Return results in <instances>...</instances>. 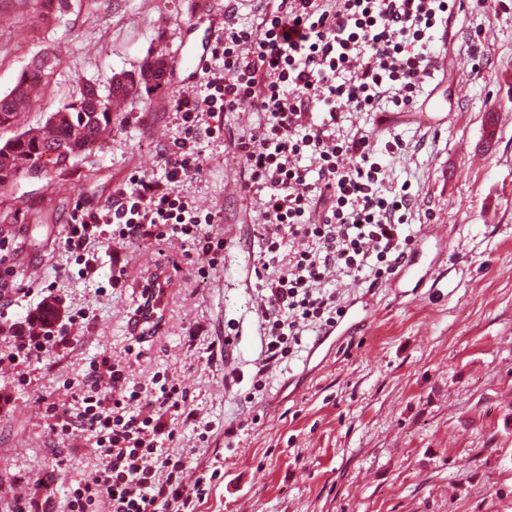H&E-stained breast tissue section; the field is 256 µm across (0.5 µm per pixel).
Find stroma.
<instances>
[{
    "mask_svg": "<svg viewBox=\"0 0 512 512\" xmlns=\"http://www.w3.org/2000/svg\"><path fill=\"white\" fill-rule=\"evenodd\" d=\"M41 0H0V95L43 54L57 59L44 93L17 128L44 127L77 82L106 84L164 55L161 88L121 104L99 147L67 168L16 179L0 197V353L36 332L29 321L52 298L60 312L88 323L41 357L0 364V512L36 496L63 504L69 487L95 476L90 436H59L47 407L73 409L90 362L112 357L132 382L156 373L178 380L195 418L175 419L174 452L192 465L220 463L198 512H512V0H469L433 55L460 71L457 85L423 83L415 120L382 125L352 113L344 131L399 135L407 152L381 156L390 185H409L415 236L411 272L375 289L332 278L341 302L362 306L358 325L329 356H297L254 391L263 338L244 289L257 259L258 205L240 190L242 163L230 142L258 124L249 107L219 114L231 136L199 139L200 174L176 184L181 195L217 212L215 236L232 230L222 267L196 273L180 240H90L86 267L64 249L75 207H100L132 177L164 179L162 154L181 135L173 101L205 93V68L224 34V12L239 27L254 13L244 0H71L60 20L40 22ZM203 55L205 67L191 65ZM448 124L419 121L435 108ZM124 268L121 287L112 271ZM167 272L162 331L145 342L129 335L148 279ZM232 345H225V335ZM137 354H129V347ZM233 436H225V426Z\"/></svg>",
    "mask_w": 512,
    "mask_h": 512,
    "instance_id": "1",
    "label": "stroma"
}]
</instances>
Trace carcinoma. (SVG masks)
Listing matches in <instances>:
<instances>
[{"mask_svg":"<svg viewBox=\"0 0 512 512\" xmlns=\"http://www.w3.org/2000/svg\"><path fill=\"white\" fill-rule=\"evenodd\" d=\"M163 63V57L150 56L139 70L113 76L103 91L93 83L80 82L71 100L49 116L44 128L25 130L0 144V196L17 179L18 161L26 162L23 173L29 174L39 168L47 151L58 152V159L64 166L88 152V146L96 145L112 127V113L97 109L96 97L102 93L109 95L113 110H118L129 95L141 91L149 93L162 85L160 81H148L145 72ZM50 75V70L33 65L21 74L8 93L0 95V128L20 123L31 88L48 82Z\"/></svg>","mask_w":512,"mask_h":512,"instance_id":"carcinoma-1","label":"carcinoma"}]
</instances>
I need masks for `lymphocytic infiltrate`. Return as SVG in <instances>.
<instances>
[{
    "instance_id": "1",
    "label": "lymphocytic infiltrate",
    "mask_w": 512,
    "mask_h": 512,
    "mask_svg": "<svg viewBox=\"0 0 512 512\" xmlns=\"http://www.w3.org/2000/svg\"><path fill=\"white\" fill-rule=\"evenodd\" d=\"M463 7L464 0H255L253 28L238 27L226 12L215 47L223 69L210 73L206 94L173 103L182 135L164 154L165 183L137 178L132 189H116L110 204L76 207L66 251L83 254L94 236L176 237L200 247L197 273L208 278L224 260L223 239L207 230L218 216L202 213L173 185L196 172L200 134L224 133L203 126L204 115L250 106L262 120L236 147L241 188L260 204L263 365H280L306 331L322 336L341 321L346 307L326 291L328 272L375 287L408 258L414 238L402 227L412 195L385 188L378 160L406 143L393 136L379 149L364 130L340 136L336 129L352 112L412 104L432 65L435 33ZM288 238L303 248L284 251ZM81 402L74 411L49 410L56 434L89 433L101 460L93 480L70 489L67 512H197L211 486L201 475L185 486L189 462L167 447L178 433L164 414L192 417L178 382L156 375L151 388L130 385L124 367L106 356L90 364Z\"/></svg>"
}]
</instances>
